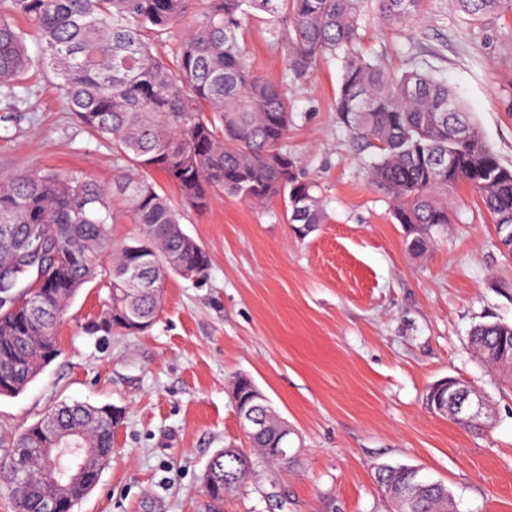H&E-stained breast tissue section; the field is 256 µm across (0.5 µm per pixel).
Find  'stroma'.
Here are the masks:
<instances>
[{
  "mask_svg": "<svg viewBox=\"0 0 512 512\" xmlns=\"http://www.w3.org/2000/svg\"><path fill=\"white\" fill-rule=\"evenodd\" d=\"M363 34L394 70L417 65L447 82L512 165V13L473 26L455 0H424L412 27L370 18ZM246 51L280 80L283 54L262 22L252 21ZM340 78L328 59L290 92L287 146L319 186L327 223L302 236L281 201L227 194L183 211L184 231L210 255L205 276L168 277L147 332L102 340L85 327L106 293L87 285L57 328L60 355L20 395L0 398L5 439L63 401L123 410L112 461L74 512H208V460L247 446L232 399L241 374L294 428L296 460L265 469L221 512H391L375 480L382 463L442 481L458 512H512V383L468 343L475 325L512 324V258L465 185L449 193L451 222L430 250H406L390 194L367 177L373 148L336 119ZM29 85L30 111L0 122V178L74 170L111 185V144L68 111L51 73L31 71ZM449 377L488 397V431L427 410L428 387Z\"/></svg>",
  "mask_w": 512,
  "mask_h": 512,
  "instance_id": "35a3bbf8",
  "label": "stroma"
}]
</instances>
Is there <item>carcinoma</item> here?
<instances>
[{
    "instance_id": "cac0c4a2",
    "label": "carcinoma",
    "mask_w": 512,
    "mask_h": 512,
    "mask_svg": "<svg viewBox=\"0 0 512 512\" xmlns=\"http://www.w3.org/2000/svg\"><path fill=\"white\" fill-rule=\"evenodd\" d=\"M197 3L193 25L177 27ZM473 25L505 10L512 0H456ZM422 0H0V95L8 119L28 111L24 84L31 67L48 69L64 91L69 111L88 131L112 144V185L87 175L29 170L0 180V262L15 273L0 280V398L16 397L60 355L56 330L87 283L107 290L92 336L128 332L132 320L154 323L164 281L184 269L199 277L209 255L183 237L180 213L149 179L162 173L182 204L208 209L226 192L249 203L283 201L288 223L314 226L328 215L317 186L306 179L283 146L292 125L288 85L312 78L321 60L342 59L335 112L352 137L375 149L368 177L392 196V217L404 229L407 249L424 251L450 223L448 193L460 184L481 198L494 224L512 225V168L483 141L448 84L417 68L397 72L362 49V19L372 11L387 23L410 26ZM260 19L284 57L282 80L257 72L244 50L247 24ZM35 32L40 55L32 58L27 36ZM171 40L172 59L157 52ZM452 156L451 166L436 159ZM140 232L110 250L112 225L121 218ZM52 254L48 284L35 306L15 307L29 281L23 260L38 241ZM109 256L108 266L99 265ZM512 325L474 327L470 346L499 375L512 379L499 357ZM51 421L53 429L45 428ZM122 416L86 402L54 405L35 424L7 442L0 457V488L13 512H46L60 497L63 512L97 485L112 459V436ZM274 423L248 437L253 453L222 449L209 459L204 492L216 500L236 492L257 469L242 466L251 455L263 466L288 465L273 457L282 446ZM87 452L84 477L64 481V465L47 467L42 449L57 444ZM23 464L27 478L14 473ZM377 483L397 490L409 481L401 465L376 467ZM456 508L448 487L421 479L406 512Z\"/></svg>"
}]
</instances>
